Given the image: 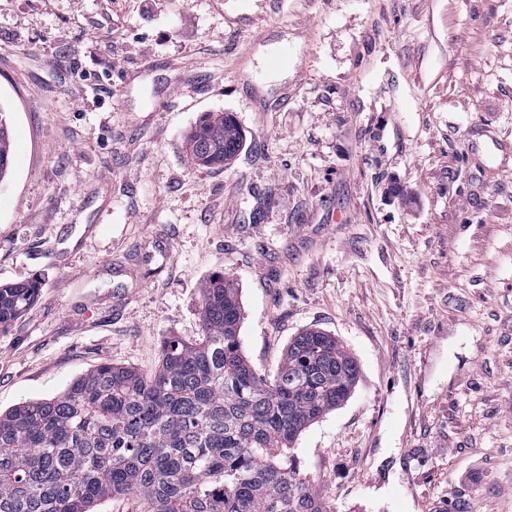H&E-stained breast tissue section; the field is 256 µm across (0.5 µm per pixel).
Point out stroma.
<instances>
[{
    "mask_svg": "<svg viewBox=\"0 0 512 512\" xmlns=\"http://www.w3.org/2000/svg\"><path fill=\"white\" fill-rule=\"evenodd\" d=\"M0 108V283H42L1 412L154 373L222 274L257 371L307 328L358 363L296 442L334 512H512V154L479 135L512 141V0H0ZM213 112L221 168L186 148ZM5 110L0 109V180L5 179L11 171V156L13 143L8 129V120ZM242 134L227 113H212L190 135L187 148L193 161L206 167L224 166L242 145Z\"/></svg>",
    "mask_w": 512,
    "mask_h": 512,
    "instance_id": "1",
    "label": "stroma"
}]
</instances>
